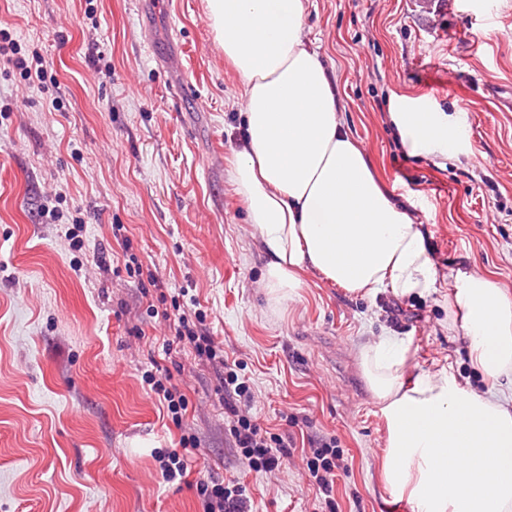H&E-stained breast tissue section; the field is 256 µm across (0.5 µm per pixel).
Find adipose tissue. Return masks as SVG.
I'll return each instance as SVG.
<instances>
[{"label": "adipose tissue", "mask_w": 512, "mask_h": 512, "mask_svg": "<svg viewBox=\"0 0 512 512\" xmlns=\"http://www.w3.org/2000/svg\"><path fill=\"white\" fill-rule=\"evenodd\" d=\"M305 0H205L214 38L243 81L244 148L229 178L266 255L265 286L292 298L303 272L350 293H431L422 225L384 191L341 123L326 63L303 36ZM413 152L463 153L466 130L438 113L394 106ZM449 317L485 378L453 366L404 375L411 343L382 336L360 350L387 428V489L413 512H512V296L491 277L448 271Z\"/></svg>", "instance_id": "ef3b65f1"}]
</instances>
